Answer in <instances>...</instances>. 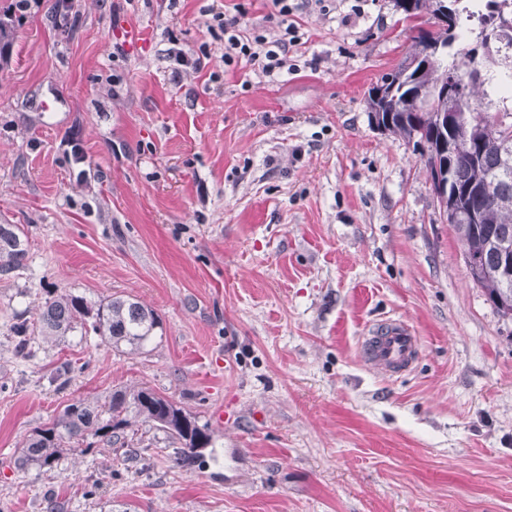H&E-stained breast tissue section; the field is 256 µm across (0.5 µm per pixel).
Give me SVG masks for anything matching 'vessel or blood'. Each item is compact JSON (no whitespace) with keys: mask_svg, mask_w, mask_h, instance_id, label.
<instances>
[{"mask_svg":"<svg viewBox=\"0 0 512 512\" xmlns=\"http://www.w3.org/2000/svg\"><path fill=\"white\" fill-rule=\"evenodd\" d=\"M115 35L127 46L139 50L147 47L152 31L150 27L138 22L126 21L116 29ZM363 347L373 365L393 373L408 371L418 353L411 327L398 319L369 330L363 338Z\"/></svg>","mask_w":512,"mask_h":512,"instance_id":"vessel-or-blood-1","label":"vessel or blood"}]
</instances>
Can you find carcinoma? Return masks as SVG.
<instances>
[{
    "instance_id": "cac0c4a2",
    "label": "carcinoma",
    "mask_w": 512,
    "mask_h": 512,
    "mask_svg": "<svg viewBox=\"0 0 512 512\" xmlns=\"http://www.w3.org/2000/svg\"><path fill=\"white\" fill-rule=\"evenodd\" d=\"M404 19L427 18L418 28L404 59L369 88L366 109L375 113L384 131L420 149L431 181L450 176L448 200L458 210L453 228L464 247L473 281L503 316H512V292L501 273L502 242L512 243V164L502 149L512 145V106L498 107L485 89L487 74H509L500 62L512 60V0H395ZM461 83L451 88V79ZM482 102L496 113L461 130L448 117L470 112ZM28 237L19 224H0V280H9L24 266ZM162 322L154 309L129 296L91 303L66 291H48L39 305L38 331L27 322L17 328L16 350L28 353L32 334L44 339L93 334L113 349L142 354ZM150 423L180 442L174 458L185 463L211 444L207 426L188 416L175 401L145 388H125L109 401L79 399L67 405L49 425L26 439L21 465L50 470L60 453L88 437L124 449L127 461L138 459L130 447L128 428Z\"/></svg>"
}]
</instances>
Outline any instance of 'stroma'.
<instances>
[{"mask_svg":"<svg viewBox=\"0 0 512 512\" xmlns=\"http://www.w3.org/2000/svg\"><path fill=\"white\" fill-rule=\"evenodd\" d=\"M16 2L0 0V224L29 246L0 280V512H512V317L470 277L418 151L366 109L412 36L394 0L297 14L300 68L274 82L225 68L213 0H70L64 32L55 0ZM130 17L153 30L138 52L112 35ZM56 289L135 298L163 336L18 355L13 325ZM387 318L419 345L395 376L361 350ZM134 386L207 426L202 457L175 464L141 423L146 465L97 444L18 468L65 405Z\"/></svg>","mask_w":512,"mask_h":512,"instance_id":"1","label":"stroma"}]
</instances>
